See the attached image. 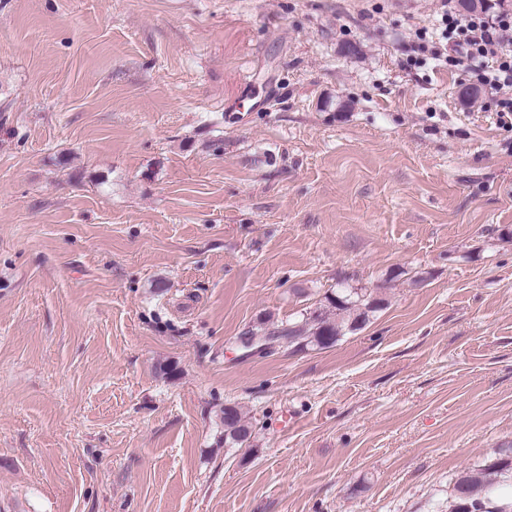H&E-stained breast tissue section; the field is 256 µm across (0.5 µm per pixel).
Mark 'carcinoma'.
I'll return each mask as SVG.
<instances>
[{"mask_svg":"<svg viewBox=\"0 0 512 512\" xmlns=\"http://www.w3.org/2000/svg\"><path fill=\"white\" fill-rule=\"evenodd\" d=\"M325 300L317 316L307 311L287 325L269 327V331L299 350L330 348L342 336L362 328L370 314L385 306L383 300L361 288H338ZM219 420L224 426V444L230 448L248 445L253 427L236 406L224 407ZM508 482L512 483V457L508 455L464 471L452 480L448 512H512V494L500 492Z\"/></svg>","mask_w":512,"mask_h":512,"instance_id":"cac0c4a2","label":"carcinoma"}]
</instances>
